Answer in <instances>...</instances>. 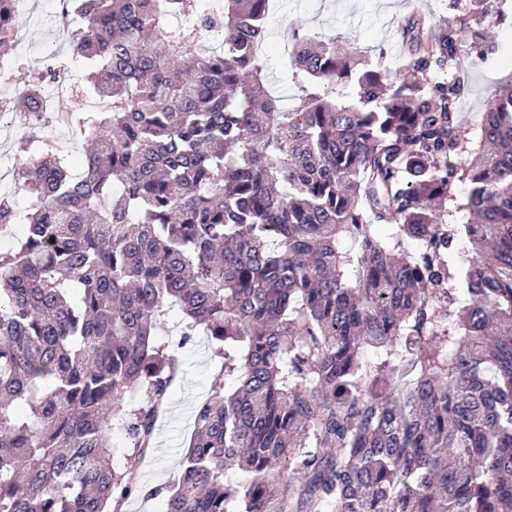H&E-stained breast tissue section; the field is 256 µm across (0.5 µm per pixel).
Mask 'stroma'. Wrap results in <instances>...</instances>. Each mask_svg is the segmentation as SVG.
Listing matches in <instances>:
<instances>
[{
  "mask_svg": "<svg viewBox=\"0 0 512 512\" xmlns=\"http://www.w3.org/2000/svg\"><path fill=\"white\" fill-rule=\"evenodd\" d=\"M266 46L285 38V25L310 35L336 37L340 49L375 58L385 56L391 70L404 64L402 27L413 17L456 28L462 24L485 36V57L478 65L450 69L448 78L460 84L458 112L465 127L476 128L488 99L512 72V0H472L468 12L455 9L453 0H271ZM20 39L11 55L21 74L41 71L42 58L51 55L72 67L71 90H55L45 83L41 94L52 112L74 108L86 86L85 72L75 63L67 34L54 9L44 0H21ZM33 120L28 113L0 117V192L14 190L13 172L31 155ZM224 364L207 337H196L177 354V384L156 424L154 447L141 470L148 486L173 488L182 475L189 450L196 409L210 394L212 380Z\"/></svg>",
  "mask_w": 512,
  "mask_h": 512,
  "instance_id": "stroma-1",
  "label": "stroma"
}]
</instances>
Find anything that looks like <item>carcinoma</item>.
Segmentation results:
<instances>
[{"label":"carcinoma","mask_w":512,"mask_h":512,"mask_svg":"<svg viewBox=\"0 0 512 512\" xmlns=\"http://www.w3.org/2000/svg\"><path fill=\"white\" fill-rule=\"evenodd\" d=\"M68 2L111 106L71 116L79 173L42 141L27 210L0 194L25 226L0 251V512L161 495L139 464L199 333L224 378L163 512H512V74L464 156L439 79L482 56L464 28L407 23L394 74L290 29L288 107L258 53L269 0ZM18 27L0 0V47Z\"/></svg>","instance_id":"1"}]
</instances>
